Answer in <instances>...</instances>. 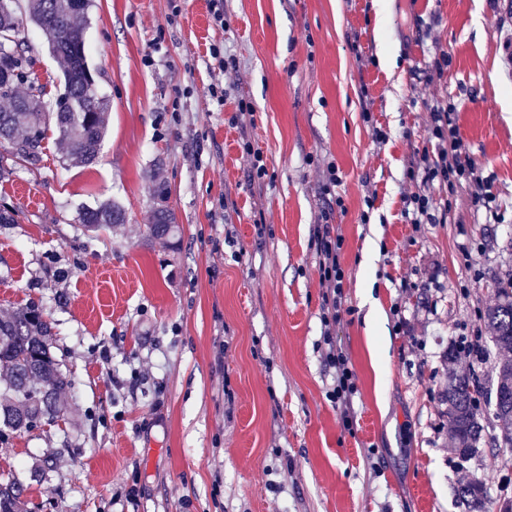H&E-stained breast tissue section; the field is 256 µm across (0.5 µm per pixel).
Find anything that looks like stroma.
<instances>
[{
  "label": "stroma",
  "instance_id": "stroma-1",
  "mask_svg": "<svg viewBox=\"0 0 512 512\" xmlns=\"http://www.w3.org/2000/svg\"><path fill=\"white\" fill-rule=\"evenodd\" d=\"M81 24L109 104L97 159L70 164L52 134L38 165L0 182V208L20 214L0 224V318L38 305L72 379L58 424L0 440V479L23 484L28 512H464L471 476L512 501L493 412L464 461L441 402L448 367L494 370L446 354L483 331L494 275L512 266V0H387L382 15L375 0H224L220 25L210 0H92ZM22 36L54 105L59 63L34 25ZM436 96L457 106L496 223L467 185L406 176L433 148ZM157 168L172 246L148 235ZM412 193L447 201L444 220L407 224ZM112 199L127 223L85 232L79 210ZM320 224L344 239L329 328ZM331 341L356 375L349 429L328 397Z\"/></svg>",
  "mask_w": 512,
  "mask_h": 512
}]
</instances>
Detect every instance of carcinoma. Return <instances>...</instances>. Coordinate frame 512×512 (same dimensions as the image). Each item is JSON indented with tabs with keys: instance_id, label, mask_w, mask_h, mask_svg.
Returning <instances> with one entry per match:
<instances>
[{
	"instance_id": "carcinoma-1",
	"label": "carcinoma",
	"mask_w": 512,
	"mask_h": 512,
	"mask_svg": "<svg viewBox=\"0 0 512 512\" xmlns=\"http://www.w3.org/2000/svg\"><path fill=\"white\" fill-rule=\"evenodd\" d=\"M88 7L89 0H81L77 8L73 0H28L26 14L21 16L17 0H0V99L9 103V108L0 109L1 182L13 174L8 160L15 150L30 165L40 162L42 143L50 131L66 146L67 158L74 164H90L99 153L107 132V103L98 93L83 31L77 24ZM26 20L42 32L50 54L61 66L64 92L52 110L42 101L45 87L19 38ZM22 84L27 85L25 94L18 91ZM151 193L155 207L149 236L168 241L179 229L174 212L166 206L170 190L155 178ZM126 220L125 208L114 201L79 213V222L93 233ZM497 280L509 287L498 289L496 302L483 313L487 331L483 351L492 352L496 359L494 415L499 433L495 439L512 448V269L499 274ZM0 367V383L9 394L0 404V439L8 432L30 431L43 421L60 418L59 397L71 388L72 381L51 352V326L38 307L28 305L0 319ZM477 384L484 382L475 372L450 370L442 396L454 450L464 459L477 453L483 439V393L475 389ZM459 496L467 512H493L496 506L476 477L462 483ZM0 512H27L20 483H0Z\"/></svg>"
}]
</instances>
